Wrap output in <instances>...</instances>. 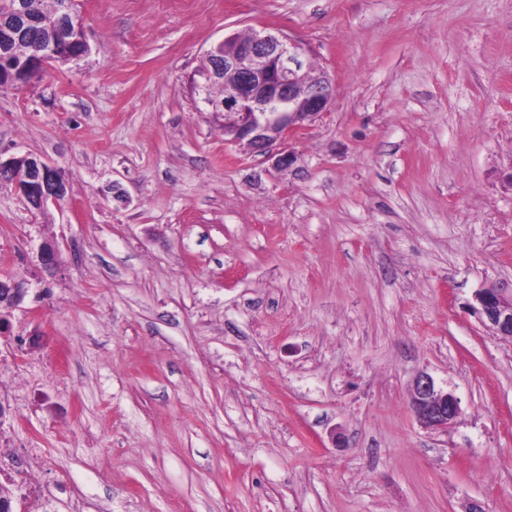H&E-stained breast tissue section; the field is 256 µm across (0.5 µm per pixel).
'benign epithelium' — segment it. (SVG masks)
<instances>
[{"label": "benign epithelium", "instance_id": "obj_1", "mask_svg": "<svg viewBox=\"0 0 512 512\" xmlns=\"http://www.w3.org/2000/svg\"><path fill=\"white\" fill-rule=\"evenodd\" d=\"M11 30L23 36L32 28L53 30L64 26L67 14L38 20L27 0H14L9 12ZM77 36L64 47L54 41L41 53L19 59H0V82H26L61 53L74 62L89 52L79 23ZM217 61L204 75L199 91L218 85L223 89L219 104L209 101L210 110L219 107L230 120L224 122V141L235 143L250 154L270 152L273 144L288 138L329 111L333 101L332 80L309 59L299 42L266 30L253 29L246 36H227L212 48ZM56 168L30 155L0 161V174L7 175L20 196L33 210L64 200L67 187L58 183ZM60 249L44 242L38 260L44 271L53 273L59 265ZM473 308L482 324L496 336L512 339V293L490 285L477 291ZM410 408L421 427L446 432L461 414L460 401L453 392L438 386L426 371L418 372L410 389Z\"/></svg>", "mask_w": 512, "mask_h": 512}]
</instances>
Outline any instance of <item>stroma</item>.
<instances>
[{"mask_svg":"<svg viewBox=\"0 0 512 512\" xmlns=\"http://www.w3.org/2000/svg\"><path fill=\"white\" fill-rule=\"evenodd\" d=\"M80 61L0 88V449L28 512H512V0H77ZM303 43L335 86L296 162L224 140L190 79L224 37ZM62 249L54 274L37 250ZM453 391L448 433L410 407ZM56 170L54 166L30 155L13 157L4 162L0 158V174L11 178L29 208L36 211L44 209L49 203L64 200L67 195V185L58 183ZM473 308L482 324L495 336L512 339V291L490 285L477 291ZM410 408L421 427L448 433L461 414L458 398L453 392L439 387L425 370L412 380Z\"/></svg>","mask_w":512,"mask_h":512,"instance_id":"35a3bbf8","label":"stroma"}]
</instances>
